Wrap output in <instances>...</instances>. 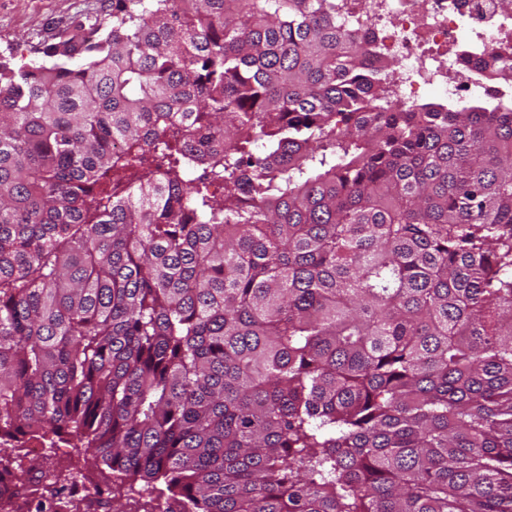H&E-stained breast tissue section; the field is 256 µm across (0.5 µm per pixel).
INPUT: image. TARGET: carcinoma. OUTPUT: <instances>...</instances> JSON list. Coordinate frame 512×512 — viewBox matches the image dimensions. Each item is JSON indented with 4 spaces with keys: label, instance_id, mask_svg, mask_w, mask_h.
<instances>
[{
    "label": "carcinoma",
    "instance_id": "cac0c4a2",
    "mask_svg": "<svg viewBox=\"0 0 512 512\" xmlns=\"http://www.w3.org/2000/svg\"><path fill=\"white\" fill-rule=\"evenodd\" d=\"M38 53L0 61V512H88L32 441L162 512H512V108L392 104L336 0H112ZM46 451L48 455L53 457V461L57 459L72 461L73 465L77 466V470H74V472L81 470L94 483H99L102 487H105L106 484H112V481L116 480L111 470L101 464H96L91 454H86L83 448H81L82 453L79 456L77 448H70L62 443H59L57 448H46Z\"/></svg>",
    "mask_w": 512,
    "mask_h": 512
}]
</instances>
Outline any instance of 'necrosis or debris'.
<instances>
[{
	"instance_id": "necrosis-or-debris-1",
	"label": "necrosis or debris",
	"mask_w": 512,
	"mask_h": 512,
	"mask_svg": "<svg viewBox=\"0 0 512 512\" xmlns=\"http://www.w3.org/2000/svg\"><path fill=\"white\" fill-rule=\"evenodd\" d=\"M344 25L368 41L373 55L398 68L387 84L395 104L434 90L452 109L480 102L512 106V12L500 0H337Z\"/></svg>"
}]
</instances>
